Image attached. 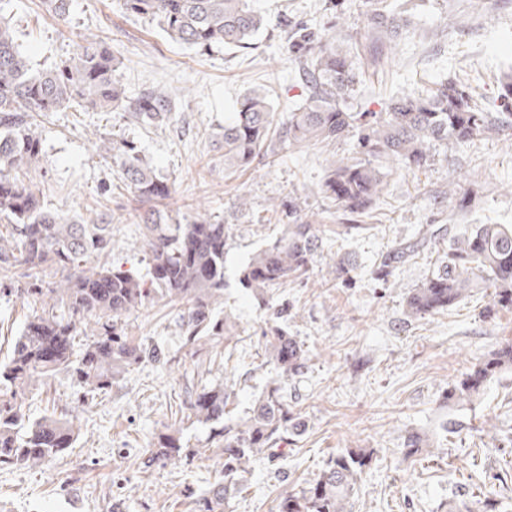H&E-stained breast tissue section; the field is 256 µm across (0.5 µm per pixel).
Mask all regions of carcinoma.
<instances>
[{
	"instance_id": "carcinoma-1",
	"label": "carcinoma",
	"mask_w": 512,
	"mask_h": 512,
	"mask_svg": "<svg viewBox=\"0 0 512 512\" xmlns=\"http://www.w3.org/2000/svg\"><path fill=\"white\" fill-rule=\"evenodd\" d=\"M122 2L128 14L157 22L171 39L201 51L247 49L262 27L250 0ZM43 3L59 20L70 15L72 0ZM367 21L378 39L390 44L404 23L401 16L386 11L383 0H372ZM344 42L334 25L317 29L293 23L282 52L297 66L304 99L280 119L269 92H248L237 100L220 132L224 171L230 173L247 169L261 154L272 159L281 150L310 146L329 151L319 192L340 220L331 228L325 212L309 209L300 196L272 208L280 214L283 231L239 268L238 280L272 309L262 338L282 384L267 391L245 416L226 424L234 385L203 378L210 372L207 349H226L238 335L237 325L216 312L224 301V253L232 225L193 207L173 212L155 206L140 215L139 249L150 260L146 274L99 263L88 267L89 260L112 248L107 216L93 222L48 211L40 204L36 185L20 178L40 158L37 118L77 104L121 112L132 125L157 128L175 120V98L158 85L127 93L122 61L98 35L84 37L71 55L35 71L11 26L0 19V271L8 273L20 265L36 280L48 270L59 275L57 287L48 289L52 303L25 322L0 362V468L50 462L73 447L79 436L80 429L64 415L50 412L29 418L24 406L34 389L66 374L83 389V397L93 399L112 389L135 365L171 361L164 349L131 340L122 324L131 312L159 301L182 312V348L196 366L197 381L185 384L181 416L149 445L145 465L190 462L200 454L179 437L184 421L220 425L210 443L221 450L224 462L209 490L196 500L194 512H224L241 493L251 461L259 455L270 461L281 457L288 434L305 430L306 421L288 404L285 386L304 374L309 356L280 325L292 306L271 303L273 291L310 278L329 233L368 229L364 219L382 191L388 165L419 170L428 165L437 143L451 149L512 129V77L502 85L498 112L477 108L453 81L441 82L425 94L402 96L386 112L353 111L349 99L355 92L356 63ZM349 139L357 142V156L336 157L337 146ZM112 163L137 199L162 202L171 197L172 185L156 174L133 141L112 142ZM441 239V229L427 228L419 242L388 251L376 276L389 281L418 247L435 246ZM354 268L355 260L341 256L332 259L330 274L346 283ZM482 288L492 289L493 305L512 309V228L477 224L469 233L451 237L436 270L409 292L406 315L418 319L438 314ZM91 319L98 328L85 344L76 345L82 335L79 325ZM509 369L512 343L462 373L444 393V403L465 409L481 397L489 380ZM425 454H431L426 439H405V458ZM367 460L362 451L336 453L311 486L283 500L280 512H351L350 499Z\"/></svg>"
}]
</instances>
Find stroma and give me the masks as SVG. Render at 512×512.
<instances>
[{
    "mask_svg": "<svg viewBox=\"0 0 512 512\" xmlns=\"http://www.w3.org/2000/svg\"><path fill=\"white\" fill-rule=\"evenodd\" d=\"M267 27L255 48L199 52L171 40L157 24L125 14L119 0H73L69 18L57 20L42 0H10L1 14L9 20L22 51L43 69L73 53L84 33L105 37L122 60L129 92L162 85L178 101V122L166 129L136 127L118 112L72 107L50 114L38 128L42 157L28 177L47 210L112 224V250L102 261L130 267L145 204L132 201L103 140H135L156 172L173 181L168 207L199 204L233 223L224 256L221 313L238 325L235 347L215 355L210 381L234 375L233 417H241L273 386L277 372L265 355L261 331L271 311L237 282L240 266L282 226L269 205L298 194L310 205L328 207L317 193L326 152L310 147L285 153L274 166L261 163L241 173L224 170L216 134L236 100L252 89L273 95L277 117L300 101L296 69L279 54L284 19L331 25L325 0H252ZM407 23L395 56L375 53L370 42L367 0H343L349 48L357 61L355 104L361 112L385 111L391 99L425 90L444 80L460 84L480 107L500 102V77L512 66V0H387ZM460 183L466 201L448 196ZM249 212L235 215L238 198ZM450 227L454 235L476 224H512V135L487 136L455 151L436 147L426 168L388 170L383 194L372 206V226L329 238L326 252L350 253L359 266L349 284L321 273L281 289L295 316L288 330L309 355L308 370L296 384L295 409L307 422L289 437L280 461L257 459L245 488L227 512H279L288 493L313 484L327 461L352 448L369 454L353 496L352 512H448L455 495L495 500L498 512H512V371L494 377L474 402L477 421L497 427L490 435L464 428L448 433L443 394L449 384L501 344L512 340V309L484 317L490 298L472 293L451 310L411 320L404 299L431 274L438 260L427 248L401 265L388 284L374 270L393 246L416 241L422 226ZM11 295L0 294V360L35 310L27 288L34 282L16 267L5 279ZM126 333L163 348L177 349L182 327L178 311L163 303L132 312ZM193 363H144L125 374L111 392L92 404L76 399L70 378L57 376L27 400L37 418L50 411L77 415L80 435L73 448L43 465L0 469V512H192L221 468L206 452L207 428L184 423L183 440L199 449L193 461L144 468V450L170 421ZM417 433L432 454L412 461L403 440Z\"/></svg>",
    "mask_w": 512,
    "mask_h": 512,
    "instance_id": "obj_1",
    "label": "stroma"
}]
</instances>
